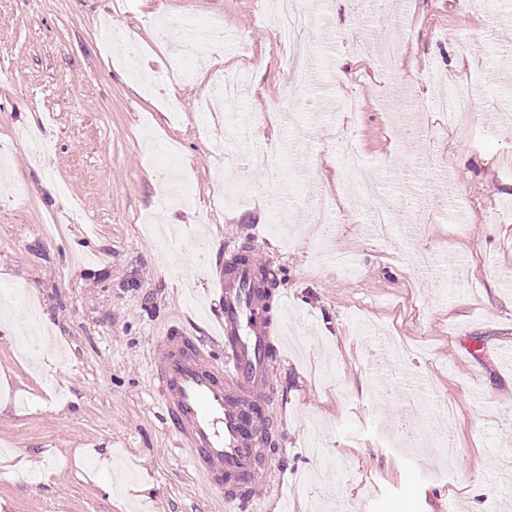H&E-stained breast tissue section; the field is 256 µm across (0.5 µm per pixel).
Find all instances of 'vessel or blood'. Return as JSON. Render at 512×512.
<instances>
[{
	"label": "vessel or blood",
	"instance_id": "b4317fda",
	"mask_svg": "<svg viewBox=\"0 0 512 512\" xmlns=\"http://www.w3.org/2000/svg\"><path fill=\"white\" fill-rule=\"evenodd\" d=\"M278 274L273 263L241 257L227 243L212 288L223 309L218 337L172 327L148 365L163 426L235 512L254 505L258 479L278 484L284 470L281 457L261 453L274 444L267 422L279 406L268 385L282 326L266 296Z\"/></svg>",
	"mask_w": 512,
	"mask_h": 512
}]
</instances>
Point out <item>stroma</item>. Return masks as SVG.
<instances>
[{"mask_svg":"<svg viewBox=\"0 0 512 512\" xmlns=\"http://www.w3.org/2000/svg\"><path fill=\"white\" fill-rule=\"evenodd\" d=\"M308 0L289 75L268 0H0V512H225L156 413L147 365L172 326H207L212 268L234 240L279 265L271 429L286 501L261 512H512V0ZM220 23L248 43L177 77L157 19ZM401 41L392 76L346 29ZM121 30L138 64L108 44ZM321 74L319 85L302 72ZM240 71L225 111L204 101ZM473 84L472 125L431 109L439 74ZM54 151L34 164L24 136ZM348 134L347 141L337 131ZM352 147L404 216L364 236L343 184ZM285 156L281 184L250 163ZM185 201L160 209V183ZM338 221L315 223V199ZM263 226V241L250 228ZM355 253L356 274L315 265ZM415 391L423 413L411 412ZM455 410L450 455L425 445Z\"/></svg>","mask_w":512,"mask_h":512,"instance_id":"obj_1","label":"stroma"}]
</instances>
